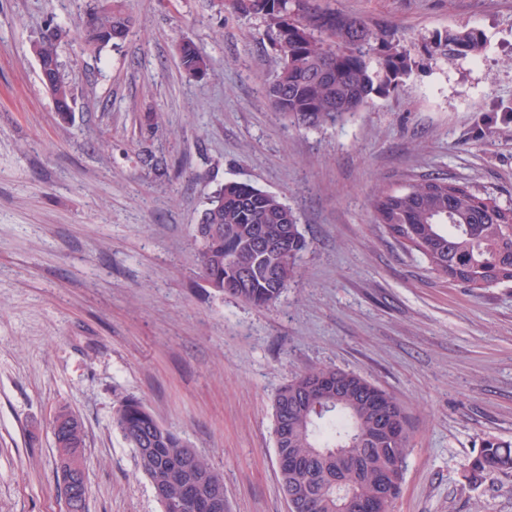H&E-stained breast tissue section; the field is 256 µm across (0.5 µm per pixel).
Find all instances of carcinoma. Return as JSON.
Returning <instances> with one entry per match:
<instances>
[{
    "label": "carcinoma",
    "instance_id": "obj_1",
    "mask_svg": "<svg viewBox=\"0 0 512 512\" xmlns=\"http://www.w3.org/2000/svg\"><path fill=\"white\" fill-rule=\"evenodd\" d=\"M221 7L263 19L274 40L288 36V53L264 95L273 109L299 129L335 126L376 95L398 89L416 62L395 33L376 32L365 19L321 8L315 0H223ZM127 0H92L84 29L85 49L117 45L130 33ZM54 25H48L53 29ZM56 29V28H54ZM62 31L31 43L39 69L52 74L44 87L62 118L71 112V89L60 70ZM446 59L482 56L488 42L463 27L437 38ZM179 66L188 78L204 74L210 57L183 41ZM208 202L195 226L196 261L207 282L226 296L255 307L275 305L294 278L307 248L294 211L277 195L249 183L228 181ZM375 221L405 249L421 254L430 269L469 288L512 283V207L467 184L431 176L372 201ZM273 243L257 245V234ZM288 249H280L283 239ZM274 272L276 278L268 276ZM53 429L59 448L58 478L65 500L74 489L70 462L84 447L83 422L62 408ZM276 459L290 512H353L376 498L377 478L391 473L392 512L408 451L407 420L396 397L363 377L335 368L306 372L282 386L273 401ZM113 428L133 449L151 482L162 512H210L211 468L176 432L165 427L141 399L116 406ZM490 471H512V442L488 437L465 465L466 478L480 481Z\"/></svg>",
    "mask_w": 512,
    "mask_h": 512
}]
</instances>
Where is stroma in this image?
Segmentation results:
<instances>
[{
    "label": "stroma",
    "instance_id": "35a3bbf8",
    "mask_svg": "<svg viewBox=\"0 0 512 512\" xmlns=\"http://www.w3.org/2000/svg\"><path fill=\"white\" fill-rule=\"evenodd\" d=\"M396 32L415 59L344 123L289 126L264 85L282 54L260 18L216 0H129L116 47L83 48L90 0H0V512H67L53 417L84 423L88 512H161L112 428L142 399L224 477L228 512H288L279 387L329 366L403 407L409 452L393 512H512V473L469 484L482 438L512 442V284L448 281L374 221L371 200L429 175L512 205V0H319ZM66 36L60 120L30 45ZM480 29V59L432 60ZM211 59L181 72L177 43ZM153 155L155 170L144 162ZM283 198L307 241L279 302L204 280L192 233L227 181ZM434 48L445 59H464L485 55L488 42L477 29L463 27L437 38Z\"/></svg>",
    "mask_w": 512,
    "mask_h": 512
}]
</instances>
